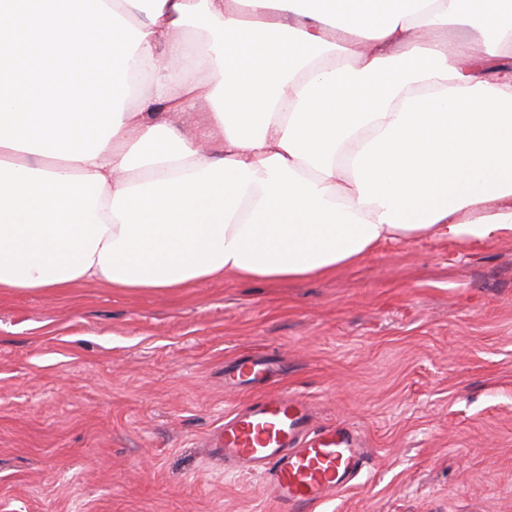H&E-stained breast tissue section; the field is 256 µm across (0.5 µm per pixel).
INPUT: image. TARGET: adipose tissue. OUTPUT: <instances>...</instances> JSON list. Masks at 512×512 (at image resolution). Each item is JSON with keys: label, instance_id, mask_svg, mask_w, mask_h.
<instances>
[{"label": "adipose tissue", "instance_id": "obj_1", "mask_svg": "<svg viewBox=\"0 0 512 512\" xmlns=\"http://www.w3.org/2000/svg\"><path fill=\"white\" fill-rule=\"evenodd\" d=\"M27 42L53 63L33 98ZM509 53L512 0H0V290L297 280L512 235ZM89 59L96 81L61 78Z\"/></svg>", "mask_w": 512, "mask_h": 512}]
</instances>
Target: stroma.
Returning a JSON list of instances; mask_svg holds the SVG:
<instances>
[{"label": "stroma", "mask_w": 512, "mask_h": 512, "mask_svg": "<svg viewBox=\"0 0 512 512\" xmlns=\"http://www.w3.org/2000/svg\"><path fill=\"white\" fill-rule=\"evenodd\" d=\"M360 430L315 512H512V236L389 243L296 282L0 292V512H275L206 443L251 399L224 366ZM278 369V363L264 355L241 357L224 371V386L231 389L266 386Z\"/></svg>", "instance_id": "stroma-1"}]
</instances>
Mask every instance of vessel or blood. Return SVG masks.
Here are the masks:
<instances>
[{
    "label": "vessel or blood",
    "instance_id": "b4317fda",
    "mask_svg": "<svg viewBox=\"0 0 512 512\" xmlns=\"http://www.w3.org/2000/svg\"><path fill=\"white\" fill-rule=\"evenodd\" d=\"M278 363L264 355L239 358L224 373V385H268ZM208 445L226 470L257 476L277 512H314L336 491L353 487L368 462L364 438L353 427H318L306 399L268 393L232 412Z\"/></svg>",
    "mask_w": 512,
    "mask_h": 512
}]
</instances>
